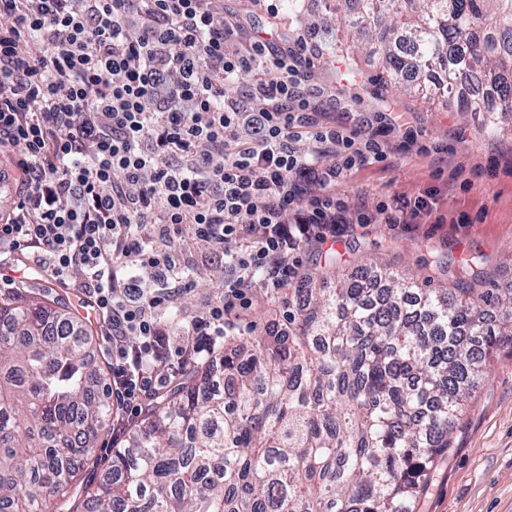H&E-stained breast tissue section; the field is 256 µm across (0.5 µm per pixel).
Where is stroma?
<instances>
[{
    "label": "stroma",
    "mask_w": 512,
    "mask_h": 512,
    "mask_svg": "<svg viewBox=\"0 0 512 512\" xmlns=\"http://www.w3.org/2000/svg\"><path fill=\"white\" fill-rule=\"evenodd\" d=\"M227 14L240 17L244 35L263 36L272 17L282 22V46L299 36L287 25V0H224ZM316 41L322 54L304 56L302 67L313 73L318 88L335 90L337 121H374L383 127L381 112L406 113L415 131L443 145V153L422 156L416 151L364 166L339 192L348 211L388 195L416 197L427 190L445 191L443 208L452 218L448 224H369L362 237L352 239L338 230L333 246L339 254L331 274L314 280L317 288H332L366 264H380L407 274L415 281L438 278L437 263L450 261L460 272L473 253L487 259L498 284L512 287V125L497 132L485 131V113L465 112L458 93H439L424 101L393 86L375 82L376 58L361 53L359 72L351 74L329 64L325 49L336 42L335 28H321ZM466 223H458V216ZM200 264L195 287L180 298L184 312L202 317L224 283V256L193 242ZM45 298L61 300L80 310L90 323L97 353L107 343L100 322L83 311L77 291L60 287L48 277L27 273ZM414 512H512V352L492 356L485 377L465 417L454 434L447 459L432 472L426 493Z\"/></svg>",
    "instance_id": "35a3bbf8"
}]
</instances>
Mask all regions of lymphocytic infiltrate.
Returning <instances> with one entry per match:
<instances>
[{
	"label": "lymphocytic infiltrate",
	"mask_w": 512,
	"mask_h": 512,
	"mask_svg": "<svg viewBox=\"0 0 512 512\" xmlns=\"http://www.w3.org/2000/svg\"><path fill=\"white\" fill-rule=\"evenodd\" d=\"M315 49L303 36L243 41L224 0H0V149H23L0 281L21 263L77 286L106 326L125 417L249 331L247 312L300 287L299 252L335 241L338 225L443 222L436 191L348 213L337 188L355 169L443 148L330 120L335 98L314 97L297 67ZM196 240L223 251L224 285L175 331L162 315L194 286Z\"/></svg>",
	"instance_id": "obj_1"
}]
</instances>
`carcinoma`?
Wrapping results in <instances>:
<instances>
[{"label":"carcinoma","instance_id":"1","mask_svg":"<svg viewBox=\"0 0 512 512\" xmlns=\"http://www.w3.org/2000/svg\"><path fill=\"white\" fill-rule=\"evenodd\" d=\"M346 21L379 81L425 96L471 80L512 117V0H358ZM425 288L387 267L327 291L285 288L266 338L224 337L150 399L97 480L114 408L92 336L23 285L0 298V512H411L483 380L512 350V288ZM128 435V430L123 432L118 431L114 434H112L111 430L110 433L107 432L102 435L97 443L94 464L93 466L90 464L87 471V477L90 479H98L102 476L105 469L108 467L112 456V444L127 439Z\"/></svg>","mask_w":512,"mask_h":512}]
</instances>
